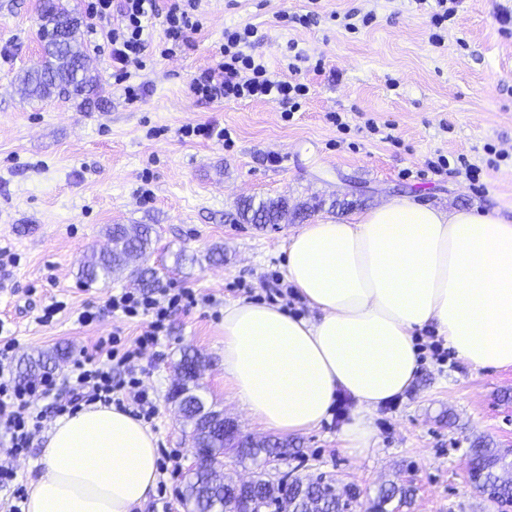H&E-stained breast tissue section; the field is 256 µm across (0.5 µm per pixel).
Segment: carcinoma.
<instances>
[{"mask_svg": "<svg viewBox=\"0 0 512 512\" xmlns=\"http://www.w3.org/2000/svg\"><path fill=\"white\" fill-rule=\"evenodd\" d=\"M82 17L64 3V0H43L39 14L38 34L43 42L44 61L41 66L19 74V82L28 96L39 99L65 97L79 101V107L88 111L101 107L97 98V78L90 74L88 54L82 39ZM288 211V198L246 201L240 208V217L247 224H278ZM112 247L91 255L78 271L79 279L86 284L107 282L116 272L129 271L133 285L141 290L159 286L160 278L149 268L128 270V256L137 253L146 256L152 252V228L147 224L127 226L114 224L109 228ZM65 356L58 349L40 351L24 361L25 373L33 376ZM204 360L197 353H183L177 371L178 383L171 398L191 425V437L196 448H205L203 459L192 468L184 481L183 501L189 512H243V501L234 489L211 480L214 471L224 467V455L231 453L240 460L288 454V440L264 438L253 440L235 435H221L204 424L210 416L219 414L197 393V370ZM472 460L470 483L488 500L512 504V479L506 480L502 472L512 468L497 449L477 445L469 449ZM253 497L260 508L274 512H348L356 491L346 495L336 491L331 481L318 477L304 486L288 482L284 474L275 479L265 469L255 473L250 483ZM411 490L391 485L379 490L373 502V512H387L393 501L407 502Z\"/></svg>", "mask_w": 512, "mask_h": 512, "instance_id": "cac0c4a2", "label": "carcinoma"}]
</instances>
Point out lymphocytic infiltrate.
Instances as JSON below:
<instances>
[{
    "label": "lymphocytic infiltrate",
    "instance_id": "1",
    "mask_svg": "<svg viewBox=\"0 0 512 512\" xmlns=\"http://www.w3.org/2000/svg\"><path fill=\"white\" fill-rule=\"evenodd\" d=\"M85 16L91 32L107 41L112 69L124 79L129 76L130 66L143 64L149 20L161 19L166 52L170 55L203 27L199 0H85ZM263 38L259 26L252 24L225 29L219 60L190 81L189 91L201 100H258L287 106L292 112L299 110L309 92L308 85L298 77L307 57L295 52L288 65L289 78H278L250 53ZM196 302L190 289L173 292L163 288L147 293L125 290L112 295L105 307L87 306L78 316L79 323L96 319L107 308L128 318L148 319L149 330L124 349L118 348L117 338L98 340L92 350L81 351L72 360L65 374L46 372L32 380H0V431L10 440V455H20L30 448L43 427L45 415L37 411L36 400L56 395L62 389L67 390L69 398L55 403L54 414L75 411L83 404H109L119 396L131 406L133 416L152 420L157 406L137 377L134 362L146 345L158 342L173 311Z\"/></svg>",
    "mask_w": 512,
    "mask_h": 512
}]
</instances>
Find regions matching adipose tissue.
I'll return each instance as SVG.
<instances>
[{"instance_id": "obj_1", "label": "adipose tissue", "mask_w": 512, "mask_h": 512, "mask_svg": "<svg viewBox=\"0 0 512 512\" xmlns=\"http://www.w3.org/2000/svg\"><path fill=\"white\" fill-rule=\"evenodd\" d=\"M286 280L312 314L224 306V377L247 414L281 435L356 403L340 432L368 447L371 415L411 386L414 336L435 328L476 370L512 367V221L394 197L350 220L293 232ZM157 439L122 408L84 405L44 434L25 512H136L154 494Z\"/></svg>"}]
</instances>
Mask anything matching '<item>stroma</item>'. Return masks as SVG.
Masks as SVG:
<instances>
[{
	"label": "stroma",
	"mask_w": 512,
	"mask_h": 512,
	"mask_svg": "<svg viewBox=\"0 0 512 512\" xmlns=\"http://www.w3.org/2000/svg\"><path fill=\"white\" fill-rule=\"evenodd\" d=\"M41 0H0V247L15 265L0 267V319L18 341V356L65 348L78 354L102 336L145 332L143 319L103 314L76 321L89 302L104 305L128 288L126 275L85 285L77 277L91 251L106 249L110 224L153 229L149 267L166 288H189L211 301L173 313L159 344L143 354V381L159 408L149 428L161 449L176 452L179 471L193 466L188 427L170 399L183 352L205 360L199 393L240 430L264 438L224 380V305L268 300L285 275L284 247L303 222L347 220L381 200L410 196L449 208L499 212L512 218V0H459L444 43L429 41L430 22L416 0H201L204 25L175 55H162L161 28L148 27L146 66L132 70L143 85L128 100L112 76L108 49L83 33L99 79L101 108L29 98L18 74L38 67ZM316 10L304 27L283 14ZM372 14V24L345 27L348 14ZM254 23L266 33L254 49L277 77L289 78L288 46L296 44L321 71H302L310 87L299 112L264 102L198 100L191 79L212 65L225 29ZM341 113V131L329 120ZM395 126L392 139L368 132L367 120ZM229 130L231 146L183 138L198 124ZM505 153L495 176L485 175L488 148ZM464 156L482 168L435 172L427 160ZM287 197L315 204L306 218L246 224L239 205ZM224 258L210 261L211 251ZM66 308L48 324L46 306ZM420 373L400 397L374 413L370 448L344 447L339 431L353 409L341 400L330 420L289 437L282 470L300 478L320 473L357 490L352 512H366L381 486L407 483L411 505L398 512H512L477 493L468 479V450L482 441L512 456V368L473 370L454 352L437 359L429 330L415 337Z\"/></svg>",
	"instance_id": "35a3bbf8"
}]
</instances>
